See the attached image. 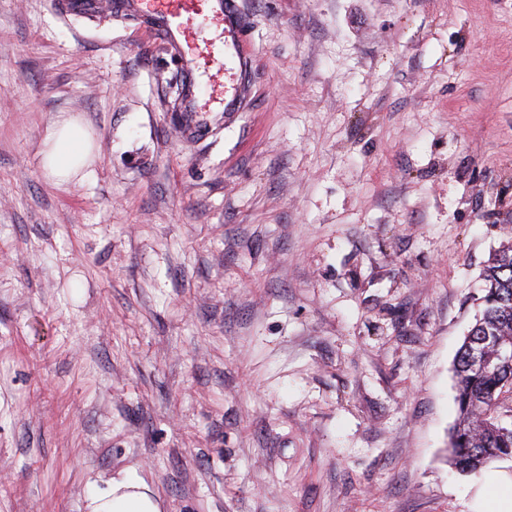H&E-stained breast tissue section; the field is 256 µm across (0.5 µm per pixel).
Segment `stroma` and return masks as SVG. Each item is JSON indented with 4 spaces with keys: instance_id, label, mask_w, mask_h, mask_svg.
<instances>
[{
    "instance_id": "1",
    "label": "stroma",
    "mask_w": 512,
    "mask_h": 512,
    "mask_svg": "<svg viewBox=\"0 0 512 512\" xmlns=\"http://www.w3.org/2000/svg\"><path fill=\"white\" fill-rule=\"evenodd\" d=\"M0 0V512H466L453 361L512 246V0ZM195 58L194 73L181 55ZM194 79L199 109L178 112ZM84 179L41 168L59 118ZM169 2L170 0H132L122 3V6L131 13H138L142 12L148 3L151 4L152 16L157 25L156 34L170 49L179 51L185 39V26L180 16L173 13ZM189 3L204 2L212 19L221 24L224 56L241 67L247 59V46L243 30L240 5L236 0H184ZM43 143L42 167L58 181H68L91 165V135L76 117L57 120ZM90 512H161L159 498L135 474L112 478L105 489L89 496Z\"/></svg>"
}]
</instances>
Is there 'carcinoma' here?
<instances>
[{
	"label": "carcinoma",
	"mask_w": 512,
	"mask_h": 512,
	"mask_svg": "<svg viewBox=\"0 0 512 512\" xmlns=\"http://www.w3.org/2000/svg\"><path fill=\"white\" fill-rule=\"evenodd\" d=\"M483 309L457 352L453 373L458 418L449 459L462 474L491 461L512 458V421L499 414L512 390V248L500 250L483 268Z\"/></svg>",
	"instance_id": "1"
}]
</instances>
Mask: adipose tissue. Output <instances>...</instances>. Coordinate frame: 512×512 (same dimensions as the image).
I'll list each match as a JSON object with an SVG mask.
<instances>
[{
  "label": "adipose tissue",
  "mask_w": 512,
  "mask_h": 512,
  "mask_svg": "<svg viewBox=\"0 0 512 512\" xmlns=\"http://www.w3.org/2000/svg\"><path fill=\"white\" fill-rule=\"evenodd\" d=\"M92 139L78 118L57 120L49 129L41 164L52 178L67 181L90 167ZM467 512H512V468L501 466L475 479L465 492ZM90 512H161V503L135 474L112 479L89 496Z\"/></svg>",
  "instance_id": "obj_1"
}]
</instances>
